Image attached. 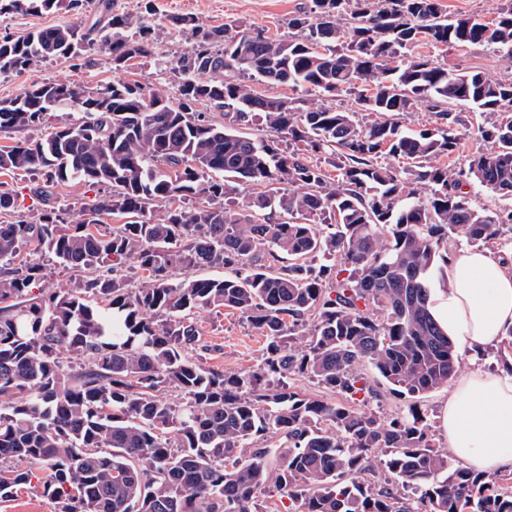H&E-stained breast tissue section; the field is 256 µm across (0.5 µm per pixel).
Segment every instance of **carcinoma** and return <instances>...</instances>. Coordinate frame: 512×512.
Masks as SVG:
<instances>
[{"label": "carcinoma", "instance_id": "obj_1", "mask_svg": "<svg viewBox=\"0 0 512 512\" xmlns=\"http://www.w3.org/2000/svg\"><path fill=\"white\" fill-rule=\"evenodd\" d=\"M59 3L0 0V17ZM89 4L98 18L85 32L1 33L0 72L49 57L86 65L84 43L108 47L115 70L151 55L149 18ZM180 25L193 44L173 101L136 82H52L0 102V131L36 132L0 150V170L45 177L38 219L0 224V502L35 478L56 512H263L262 497L288 500L285 512H512L498 477L451 466L426 411L364 410L380 393L358 369L412 397L457 371L427 309L428 274L454 244L493 247L512 223L464 191L512 197V120L479 126L492 148L463 168L436 160L458 147L453 107L509 110L512 79L413 49L479 44L512 58V0L487 22L450 17L440 0H312L286 38ZM243 76L349 94L356 110L258 95ZM66 104L85 121L48 125ZM422 106L439 126L405 130ZM255 112L274 136L247 131ZM70 180L96 195L68 225L48 201ZM242 185L261 191L238 205ZM103 215L125 222L104 228ZM24 252L86 276L39 289L46 267ZM129 259L135 288L121 274ZM176 266L224 277L178 281ZM224 308L265 333L259 370L216 372L191 355L196 312ZM296 374L336 400L290 390Z\"/></svg>", "mask_w": 512, "mask_h": 512}]
</instances>
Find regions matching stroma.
<instances>
[{
    "label": "stroma",
    "mask_w": 512,
    "mask_h": 512,
    "mask_svg": "<svg viewBox=\"0 0 512 512\" xmlns=\"http://www.w3.org/2000/svg\"><path fill=\"white\" fill-rule=\"evenodd\" d=\"M310 5L311 0H112L113 12L133 18L148 14L159 25L162 35L155 42L151 56L135 58L127 67L116 70L112 67L108 48L98 44L89 52L92 63L88 66H76L71 61L56 57L47 59L20 73L0 74V101L16 98L30 87L49 81L96 88L123 80L162 89L172 97L178 84L172 68L192 45L189 34L175 26L176 18L189 15L206 28L230 22L245 31L263 28L269 33L282 35L288 31L289 19L308 10ZM93 16L92 8L73 9L65 2L42 14L21 9L0 17V32L76 25L92 20ZM415 52L451 70L476 69L493 80L512 78V58L483 45L438 49L420 45ZM482 122L478 113L466 109L458 112L456 128L459 143L457 151L446 159L449 166H462L470 155L489 150V143L478 131ZM195 320L205 344L204 350L197 355L204 367L220 372L248 373L257 370L265 337L243 315L231 309H204L197 311ZM360 370L370 383L379 385L384 395L382 401L368 403V411L389 416L407 413L410 405H418L429 415L436 445L447 449L448 440L442 432L440 420V407L448 396L447 387L411 398L392 393L369 364H362Z\"/></svg>",
    "instance_id": "stroma-1"
}]
</instances>
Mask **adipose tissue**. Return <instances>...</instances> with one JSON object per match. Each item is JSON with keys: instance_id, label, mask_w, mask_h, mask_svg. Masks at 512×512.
Returning a JSON list of instances; mask_svg holds the SVG:
<instances>
[{"instance_id": "ef3b65f1", "label": "adipose tissue", "mask_w": 512, "mask_h": 512, "mask_svg": "<svg viewBox=\"0 0 512 512\" xmlns=\"http://www.w3.org/2000/svg\"><path fill=\"white\" fill-rule=\"evenodd\" d=\"M445 287L429 292V311L470 368L441 410L453 456L485 474L512 471V375L487 369L484 356L512 329V259L475 248L443 264Z\"/></svg>"}]
</instances>
